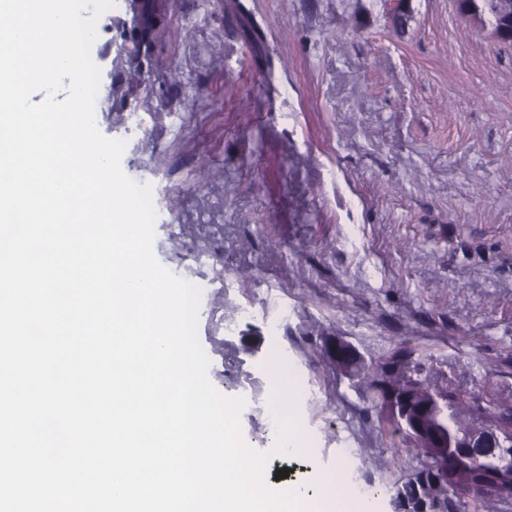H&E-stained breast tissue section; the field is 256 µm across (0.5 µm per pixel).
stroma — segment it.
I'll return each mask as SVG.
<instances>
[{"mask_svg": "<svg viewBox=\"0 0 512 512\" xmlns=\"http://www.w3.org/2000/svg\"><path fill=\"white\" fill-rule=\"evenodd\" d=\"M164 2L169 36L141 82L115 80L126 0L99 19L96 124L125 140L124 173L159 187L162 265L192 281L250 277L199 312L208 377L250 400L243 437L272 451L277 344L320 400L297 404L312 455L272 451L268 474L307 483L351 435L371 457L360 483L383 491L375 512H393L412 457L324 343L375 358L405 344L459 390L512 394V45L476 32L454 0ZM279 297L295 311L275 340L265 313ZM242 303L255 317L225 331Z\"/></svg>", "mask_w": 512, "mask_h": 512, "instance_id": "1", "label": "stroma"}]
</instances>
